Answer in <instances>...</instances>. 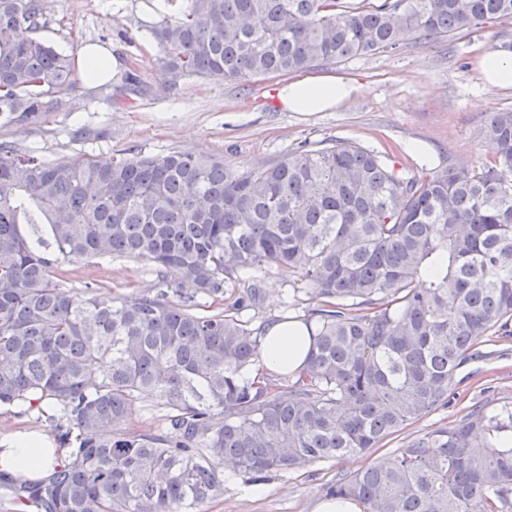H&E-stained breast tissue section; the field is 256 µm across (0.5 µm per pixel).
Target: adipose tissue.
<instances>
[{
  "mask_svg": "<svg viewBox=\"0 0 512 512\" xmlns=\"http://www.w3.org/2000/svg\"><path fill=\"white\" fill-rule=\"evenodd\" d=\"M352 91L348 82L333 78L302 79L288 84L278 97L292 111L321 112L342 102ZM310 328L301 321L274 323L266 329L260 361L264 371L296 372L311 346ZM63 452L48 437L16 435L0 441V475L37 480L62 462Z\"/></svg>",
  "mask_w": 512,
  "mask_h": 512,
  "instance_id": "ef3b65f1",
  "label": "adipose tissue"
}]
</instances>
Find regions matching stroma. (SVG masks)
<instances>
[{
  "instance_id": "obj_1",
  "label": "stroma",
  "mask_w": 512,
  "mask_h": 512,
  "mask_svg": "<svg viewBox=\"0 0 512 512\" xmlns=\"http://www.w3.org/2000/svg\"><path fill=\"white\" fill-rule=\"evenodd\" d=\"M155 19L151 0H45L39 38L75 58L85 45H98L114 67L103 82L87 79L83 68H76L74 88L61 107L46 113L38 125L0 128V141L54 163L187 150L222 156L225 166L237 172L281 160L305 145L344 141L385 153L388 164L411 177L425 166L478 165L490 153L482 135L489 113L512 107V86L485 85L477 67L481 53L500 48L501 31L512 33L510 21L317 68V75L356 84L357 92L325 112H291L277 99L278 89L289 83L285 77H185L167 83L162 51L146 29ZM130 70L149 94H127L124 75ZM84 124L105 129V137H75L74 129ZM415 143L420 151H412ZM64 270L66 287L79 292L92 280L101 293L120 301L140 296L151 279L148 263L123 258L74 261ZM260 292L259 302H251L244 283L227 292L223 302L199 300L194 311L234 310L256 326L286 318L307 321L316 306L305 282L274 271L262 278ZM492 348L496 358L463 368L447 408L422 417L379 447L274 472L258 483L225 470L223 496L205 502L199 512H313L336 480L392 458L417 435L458 421L474 406L491 408L511 398L512 337L499 339ZM17 432L59 435L57 421L47 414L23 406L0 408V437Z\"/></svg>"
}]
</instances>
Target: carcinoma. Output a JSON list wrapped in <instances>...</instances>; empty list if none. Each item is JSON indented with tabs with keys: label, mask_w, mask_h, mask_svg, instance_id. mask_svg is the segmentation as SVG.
Returning <instances> with one entry per match:
<instances>
[{
	"label": "carcinoma",
	"mask_w": 512,
	"mask_h": 512,
	"mask_svg": "<svg viewBox=\"0 0 512 512\" xmlns=\"http://www.w3.org/2000/svg\"><path fill=\"white\" fill-rule=\"evenodd\" d=\"M45 0H0V127L69 95L74 60L37 37ZM169 80L287 76L512 21V0H157ZM491 157L404 178L353 143L244 172L173 151L46 163L0 142V407L61 406L69 458L20 484L36 512H194L224 493L215 461L257 482L366 453L450 403L484 343L512 336V108ZM151 264L130 302L84 296L61 266ZM321 308L301 371H255L265 329L198 315L270 271ZM368 309L360 315L358 311ZM169 427L123 425L138 404ZM224 421H215V414ZM364 512H512V401L475 407L327 488Z\"/></svg>",
	"instance_id": "carcinoma-1"
}]
</instances>
